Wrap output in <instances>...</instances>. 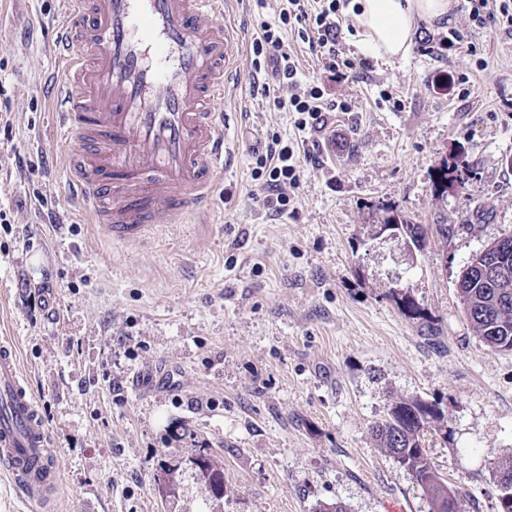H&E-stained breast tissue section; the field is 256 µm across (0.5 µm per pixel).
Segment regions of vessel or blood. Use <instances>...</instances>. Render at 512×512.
I'll use <instances>...</instances> for the list:
<instances>
[{
  "mask_svg": "<svg viewBox=\"0 0 512 512\" xmlns=\"http://www.w3.org/2000/svg\"><path fill=\"white\" fill-rule=\"evenodd\" d=\"M52 117L68 142L70 193L113 241L137 243L208 210L233 162L215 105L241 71L224 0H65ZM0 472L41 504L60 472L15 342L0 339Z\"/></svg>",
  "mask_w": 512,
  "mask_h": 512,
  "instance_id": "vessel-or-blood-1",
  "label": "vessel or blood"
}]
</instances>
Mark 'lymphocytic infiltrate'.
Returning <instances> with one entry per match:
<instances>
[{
	"label": "lymphocytic infiltrate",
	"instance_id": "1",
	"mask_svg": "<svg viewBox=\"0 0 512 512\" xmlns=\"http://www.w3.org/2000/svg\"><path fill=\"white\" fill-rule=\"evenodd\" d=\"M347 0H280L278 24H262L252 42L251 60L254 71L265 63H274L282 94L272 97L274 107L295 115L298 132L312 130L320 124L324 113L345 109L342 101L331 99L321 82L305 78L294 56L286 51L282 27L296 29L298 37L320 58L329 72H339L344 60L337 45L347 22L342 9ZM471 22L482 28L512 30V0H463L461 5ZM258 168L266 174V193L260 201L264 210L281 215L293 201L304 168L298 143L272 137L264 154L256 158Z\"/></svg>",
	"mask_w": 512,
	"mask_h": 512
}]
</instances>
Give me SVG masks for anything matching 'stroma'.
<instances>
[{
    "label": "stroma",
    "mask_w": 512,
    "mask_h": 512,
    "mask_svg": "<svg viewBox=\"0 0 512 512\" xmlns=\"http://www.w3.org/2000/svg\"><path fill=\"white\" fill-rule=\"evenodd\" d=\"M57 8L0 0V336L17 341L58 450L60 491L41 512H318L336 501L430 512L371 435L406 396L442 410L426 445L467 492L464 512H496V464L512 455V353L482 342L456 280L512 234V35L456 7L446 27L419 25L403 60L365 58L343 36L354 66L340 78L284 31L306 76L348 105L307 135L318 161L304 167L295 213L254 202L256 155L296 130L253 87L271 70L246 65L216 105L239 154L216 176L212 210L124 244L66 195L46 91ZM278 11V0H233L213 21L251 41ZM452 27L465 41L448 52L439 42ZM458 153L464 187L436 194V168ZM389 208L448 233L411 253L376 239ZM405 296L420 317L402 310ZM202 450L224 472L223 498L190 467ZM164 464L181 468L171 498L158 489Z\"/></svg>",
    "instance_id": "1"
}]
</instances>
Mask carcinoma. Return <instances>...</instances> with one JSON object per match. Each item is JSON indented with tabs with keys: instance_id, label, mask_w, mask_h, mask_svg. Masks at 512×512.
<instances>
[{
	"instance_id": "obj_1",
	"label": "carcinoma",
	"mask_w": 512,
	"mask_h": 512,
	"mask_svg": "<svg viewBox=\"0 0 512 512\" xmlns=\"http://www.w3.org/2000/svg\"><path fill=\"white\" fill-rule=\"evenodd\" d=\"M468 170V163L456 157L443 161L436 170L435 192L442 196L450 187H463L464 174ZM386 213L383 223L402 225L413 245L420 247L426 242L428 225L410 224L392 209L386 210ZM503 257L512 263L511 252L503 255L496 243L488 244L461 271L457 288L464 312L477 328L481 340L493 350L512 352V281L503 283L491 274L494 263ZM443 419V412L435 405L416 396H408L390 404L383 418L372 426V435L378 446L404 466L428 496L431 512L448 509L450 497L459 501L467 497L464 489L448 486L425 448L427 433L438 430V423ZM190 462L209 489L224 487V471L209 456L200 454ZM497 473L500 474L496 485L498 512H512V502L500 500L503 495L501 483L506 481L512 484L511 456L501 461Z\"/></svg>"
}]
</instances>
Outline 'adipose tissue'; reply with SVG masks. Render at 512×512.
<instances>
[{
    "label": "adipose tissue",
    "mask_w": 512,
    "mask_h": 512,
    "mask_svg": "<svg viewBox=\"0 0 512 512\" xmlns=\"http://www.w3.org/2000/svg\"><path fill=\"white\" fill-rule=\"evenodd\" d=\"M452 8V0H349L344 13L355 40L373 57L403 59L419 22H446Z\"/></svg>",
    "instance_id": "obj_1"
}]
</instances>
